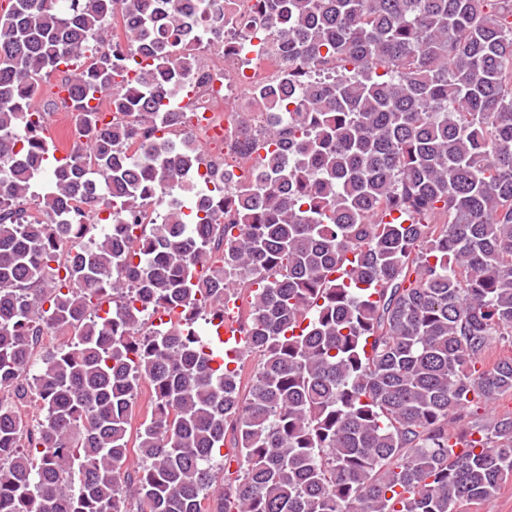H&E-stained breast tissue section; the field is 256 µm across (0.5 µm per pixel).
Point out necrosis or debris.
I'll use <instances>...</instances> for the list:
<instances>
[{
	"mask_svg": "<svg viewBox=\"0 0 512 512\" xmlns=\"http://www.w3.org/2000/svg\"><path fill=\"white\" fill-rule=\"evenodd\" d=\"M255 0H204L195 17L206 34L223 31V44L212 45L199 73L192 75L190 86L203 92L187 116V131L203 142L220 135L223 153L203 150L204 162L195 176L206 180L209 166L234 162L238 176L249 173L255 153L250 144L264 124L261 115L245 114L240 104L260 85L278 81L288 67L287 57L267 50L263 40L243 30L241 21Z\"/></svg>",
	"mask_w": 512,
	"mask_h": 512,
	"instance_id": "obj_1",
	"label": "necrosis or debris"
}]
</instances>
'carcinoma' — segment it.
Returning <instances> with one entry per match:
<instances>
[{"label":"carcinoma","mask_w":512,"mask_h":512,"mask_svg":"<svg viewBox=\"0 0 512 512\" xmlns=\"http://www.w3.org/2000/svg\"><path fill=\"white\" fill-rule=\"evenodd\" d=\"M7 2L0 512L491 503L512 479V417L462 438L455 423L512 394V357L480 368L512 341V0H257L244 26L288 48L286 80L253 97L272 115L264 154L240 195L214 170L200 204L175 199L140 226L158 196L193 191L202 162L193 137H170L184 113L163 103L203 61L190 0ZM57 72L78 146L47 170L58 104L40 93ZM71 201L112 223L87 236ZM231 302L257 356L246 383L245 361L211 367L213 340L193 329L224 323ZM43 327L68 339L36 364ZM226 445L236 470L219 483Z\"/></svg>","instance_id":"carcinoma-1"}]
</instances>
